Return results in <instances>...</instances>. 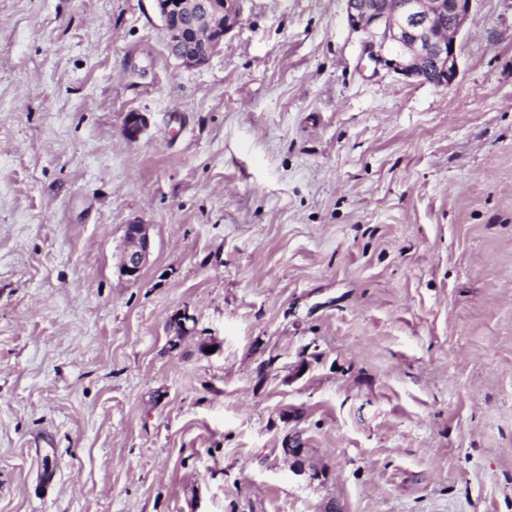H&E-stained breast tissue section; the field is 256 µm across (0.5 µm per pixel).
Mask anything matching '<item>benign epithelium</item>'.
I'll use <instances>...</instances> for the list:
<instances>
[{"mask_svg":"<svg viewBox=\"0 0 512 512\" xmlns=\"http://www.w3.org/2000/svg\"><path fill=\"white\" fill-rule=\"evenodd\" d=\"M166 33L169 54L182 65L206 64L224 45L226 35L241 20L239 0H196L189 13L183 0H153ZM348 23L362 32V55L375 67L406 78L426 81L427 64L436 68L439 86L449 87L459 73L456 40L468 21L473 0H345ZM448 17L443 27L441 17ZM146 126L137 112L127 115L124 135L138 138ZM151 241L146 225L129 224L121 273L139 280L147 263ZM309 449L288 438L283 453L292 460L293 471L305 472Z\"/></svg>","mask_w":512,"mask_h":512,"instance_id":"7a95c632","label":"benign epithelium"}]
</instances>
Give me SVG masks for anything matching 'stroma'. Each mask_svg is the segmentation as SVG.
<instances>
[{"label": "stroma", "mask_w": 512, "mask_h": 512, "mask_svg": "<svg viewBox=\"0 0 512 512\" xmlns=\"http://www.w3.org/2000/svg\"><path fill=\"white\" fill-rule=\"evenodd\" d=\"M240 8L188 68L152 0H0V512H512V0L447 88ZM126 250L120 267L121 273L129 280H139L147 263L151 241L145 224H130L126 229Z\"/></svg>", "instance_id": "35a3bbf8"}]
</instances>
